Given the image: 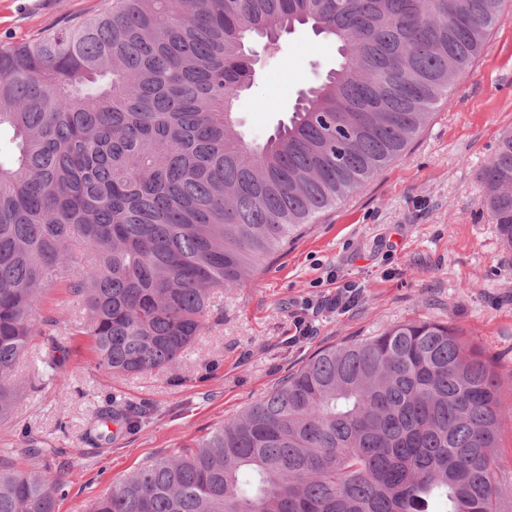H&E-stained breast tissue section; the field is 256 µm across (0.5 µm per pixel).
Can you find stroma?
Wrapping results in <instances>:
<instances>
[{
    "instance_id": "1",
    "label": "stroma",
    "mask_w": 512,
    "mask_h": 512,
    "mask_svg": "<svg viewBox=\"0 0 512 512\" xmlns=\"http://www.w3.org/2000/svg\"><path fill=\"white\" fill-rule=\"evenodd\" d=\"M105 0H0V48L25 43L100 12ZM337 52L310 27L283 35L256 64L237 117L246 141L264 142L291 116L299 91L336 65ZM512 130V8L487 46L437 104L404 153L322 214L240 288L217 294L211 329L162 374L100 370L88 337L68 342L63 382L22 391L0 423V466L51 469L64 483L56 512L90 504L136 468L184 453L302 366L318 349L387 327L432 319L458 327L492 361L512 403V254L482 206L480 169ZM352 285L347 307L326 301ZM309 320L312 336L298 335ZM146 408L138 429L113 424L97 444L109 400ZM50 454L20 453L27 438Z\"/></svg>"
}]
</instances>
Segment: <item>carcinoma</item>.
<instances>
[{
  "mask_svg": "<svg viewBox=\"0 0 512 512\" xmlns=\"http://www.w3.org/2000/svg\"><path fill=\"white\" fill-rule=\"evenodd\" d=\"M512 0H110L0 49V421L44 338L64 364L69 301L104 370L160 373L208 331L216 290L398 158ZM310 25L338 67L260 144L238 130L254 38ZM512 252V131L479 173ZM490 362L430 319L328 346L180 456L130 472L88 512H504ZM109 422L138 425L113 404ZM62 482L0 466V512H55ZM42 341L43 338L36 336L28 353H26L16 367L15 378L22 385H24V381L28 379L34 369L40 365L39 360L44 349Z\"/></svg>",
  "mask_w": 512,
  "mask_h": 512,
  "instance_id": "carcinoma-1",
  "label": "carcinoma"
}]
</instances>
